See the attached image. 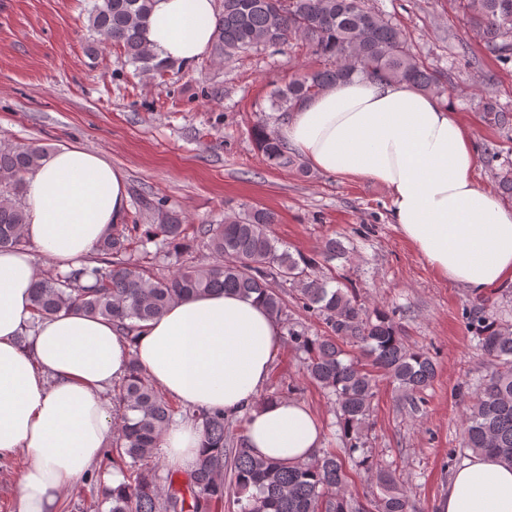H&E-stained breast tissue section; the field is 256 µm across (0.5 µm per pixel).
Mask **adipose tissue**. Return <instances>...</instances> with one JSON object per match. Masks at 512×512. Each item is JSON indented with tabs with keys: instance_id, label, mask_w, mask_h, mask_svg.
I'll return each instance as SVG.
<instances>
[{
	"instance_id": "obj_1",
	"label": "adipose tissue",
	"mask_w": 512,
	"mask_h": 512,
	"mask_svg": "<svg viewBox=\"0 0 512 512\" xmlns=\"http://www.w3.org/2000/svg\"><path fill=\"white\" fill-rule=\"evenodd\" d=\"M216 18L214 0H152L148 45L159 59L196 63L211 48ZM280 136L321 172L384 185L393 223L440 277L476 292L512 280V207L476 184L469 133L442 100L356 76L304 102ZM127 207L119 169L84 148L58 146L27 177L25 246L0 250V461L27 459L14 487L17 512H58L64 491L102 457L112 438L107 392L133 359L184 405L244 417L255 456L305 462L322 445L309 406L261 397L283 330L257 296L174 301L133 344L111 321L77 310L33 321L31 247L70 270ZM22 335L29 347L20 346ZM201 442L200 422L180 419L159 452L188 471ZM437 512H512V466L470 457Z\"/></svg>"
}]
</instances>
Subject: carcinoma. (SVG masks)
Here are the masks:
<instances>
[{
    "label": "carcinoma",
    "mask_w": 512,
    "mask_h": 512,
    "mask_svg": "<svg viewBox=\"0 0 512 512\" xmlns=\"http://www.w3.org/2000/svg\"><path fill=\"white\" fill-rule=\"evenodd\" d=\"M452 2L475 40L508 61L512 0ZM150 5L151 0H91L86 9L97 42L122 47L126 62L146 76L171 67L147 45ZM291 39L301 41L324 64L273 93L270 109L278 121L305 100L353 76L405 82L439 98L447 94L448 75L420 61L405 32L368 10L363 0H221L212 57L222 63L240 53L276 49ZM481 119L489 127L512 129V111L491 100L484 102ZM254 134L269 165L305 171L266 120L257 122ZM481 152L494 171L501 197L512 200V167H495L498 151L493 148L484 145ZM43 154L44 148L36 145L0 140V248L23 244L26 175ZM141 215L150 223L142 226L136 216L131 224H115L96 246L93 258L37 279L33 321L79 310L112 321L132 344L140 324L160 316L172 301L200 292L257 293L270 313L285 322L287 304L273 284L287 285L302 309L324 325L318 334L291 323L287 335L306 376L334 404L344 457L321 448L304 463L258 458L250 453L244 433L230 431L224 412L186 407L181 416L201 423L202 452L186 474L167 468L163 488L157 481L158 441L175 410L133 359L113 399L114 442L105 459L123 464L125 471L118 488L102 492L110 503L108 512H213L229 493L239 512H415L403 479L364 448L363 431L377 375L395 384L411 409L418 411L425 403L424 391L434 381L436 364L428 353L404 342L388 312L366 314L353 289L320 273L323 262L342 254L341 243L330 239L312 254L281 250L269 233L274 213L258 207L226 217L222 224L194 226L166 200L157 199L145 202ZM191 234L203 240L210 262H181L167 271L156 267L162 255L181 256ZM149 243L156 251L147 249ZM467 320L491 359L492 370L474 388L462 423V447L512 465V324L487 311L484 302ZM346 344L359 347L372 369L351 358ZM348 465L374 477L381 494L365 501L353 495Z\"/></svg>",
    "instance_id": "cac0c4a2"
}]
</instances>
